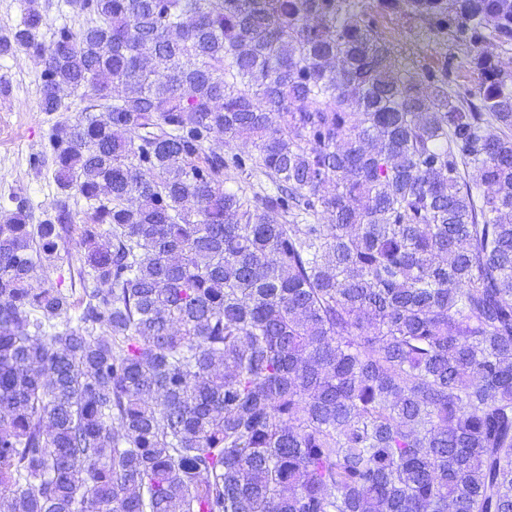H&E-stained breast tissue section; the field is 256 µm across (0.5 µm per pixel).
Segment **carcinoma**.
I'll return each mask as SVG.
<instances>
[{
	"label": "carcinoma",
	"mask_w": 512,
	"mask_h": 512,
	"mask_svg": "<svg viewBox=\"0 0 512 512\" xmlns=\"http://www.w3.org/2000/svg\"><path fill=\"white\" fill-rule=\"evenodd\" d=\"M29 3L0 55L78 116L55 214L0 215L4 512H512V0ZM73 195L77 299L29 284ZM381 25L388 38L403 47L408 62L434 63L435 57L425 42L410 40V33L420 27L419 22L403 16H387L381 19Z\"/></svg>",
	"instance_id": "obj_1"
}]
</instances>
